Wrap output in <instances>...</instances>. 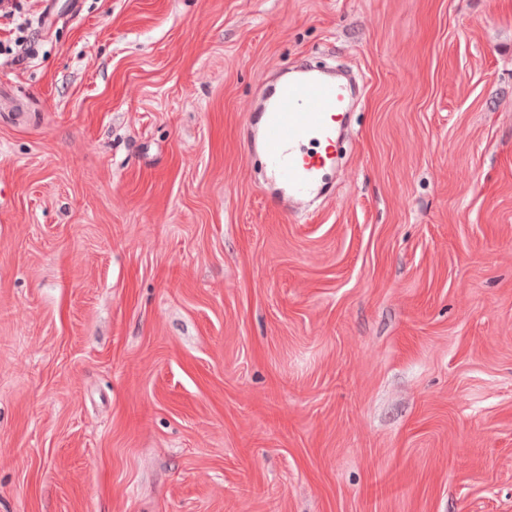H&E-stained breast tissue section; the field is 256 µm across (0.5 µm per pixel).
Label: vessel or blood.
<instances>
[{
	"label": "vessel or blood",
	"instance_id": "vessel-or-blood-1",
	"mask_svg": "<svg viewBox=\"0 0 512 512\" xmlns=\"http://www.w3.org/2000/svg\"><path fill=\"white\" fill-rule=\"evenodd\" d=\"M349 98L347 84L309 67L264 99L248 147L262 152L265 178L277 187L275 207L321 193L332 171V156L319 147L335 141V122Z\"/></svg>",
	"mask_w": 512,
	"mask_h": 512
}]
</instances>
